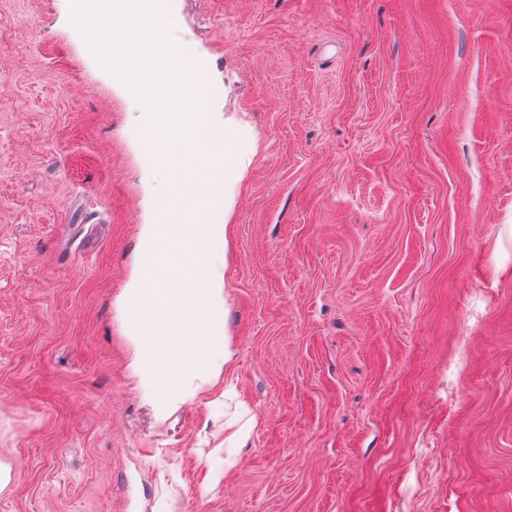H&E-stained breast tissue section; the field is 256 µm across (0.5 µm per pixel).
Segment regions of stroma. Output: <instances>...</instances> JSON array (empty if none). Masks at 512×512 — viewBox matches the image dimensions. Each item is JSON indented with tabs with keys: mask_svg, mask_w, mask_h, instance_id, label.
<instances>
[{
	"mask_svg": "<svg viewBox=\"0 0 512 512\" xmlns=\"http://www.w3.org/2000/svg\"><path fill=\"white\" fill-rule=\"evenodd\" d=\"M247 121L232 359L123 313L172 189L69 0H0V512H512V0H176Z\"/></svg>",
	"mask_w": 512,
	"mask_h": 512,
	"instance_id": "stroma-1",
	"label": "stroma"
}]
</instances>
